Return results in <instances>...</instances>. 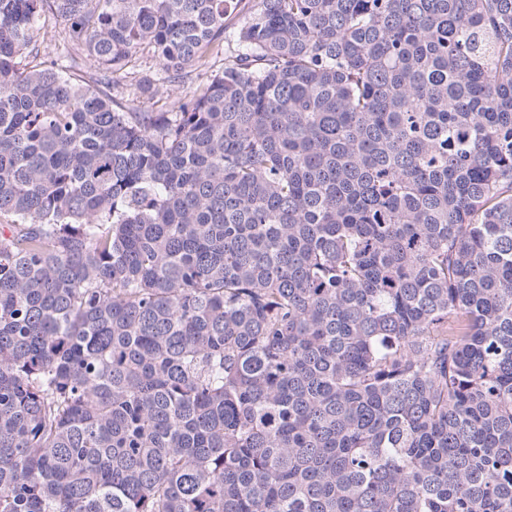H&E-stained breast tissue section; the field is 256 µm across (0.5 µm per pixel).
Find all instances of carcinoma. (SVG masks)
<instances>
[{
    "instance_id": "carcinoma-1",
    "label": "carcinoma",
    "mask_w": 512,
    "mask_h": 512,
    "mask_svg": "<svg viewBox=\"0 0 512 512\" xmlns=\"http://www.w3.org/2000/svg\"><path fill=\"white\" fill-rule=\"evenodd\" d=\"M0 512H512V0H0ZM62 29V26L52 17L42 20L33 29L32 44L38 47L41 56L56 58L66 52V45L64 46L60 37ZM203 81L202 78H196L193 74L187 78L184 83H181L173 88L170 93V97L167 100L157 102V99H150L147 97L137 98L135 105L143 110L149 112H159L171 109L173 103L188 97L199 83Z\"/></svg>"
}]
</instances>
